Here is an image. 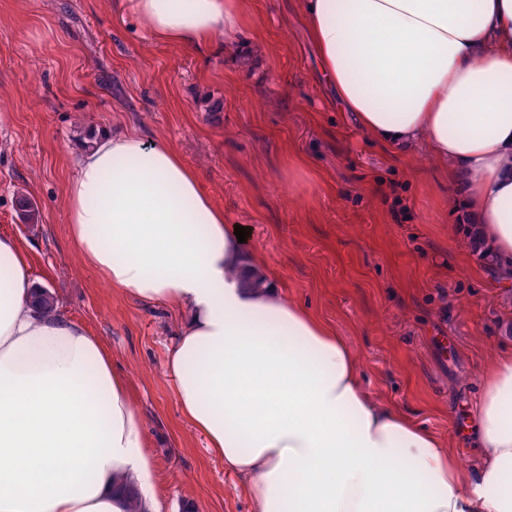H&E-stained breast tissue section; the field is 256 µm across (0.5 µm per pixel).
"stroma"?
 Returning a JSON list of instances; mask_svg holds the SVG:
<instances>
[{"label": "stroma", "mask_w": 512, "mask_h": 512, "mask_svg": "<svg viewBox=\"0 0 512 512\" xmlns=\"http://www.w3.org/2000/svg\"><path fill=\"white\" fill-rule=\"evenodd\" d=\"M240 8L249 27L216 50L156 41L127 0H0V235L125 376L168 512L251 503L178 407L166 359L181 313L127 298L70 241L66 184L86 136L105 129L173 147L287 299L351 344L370 397L471 465L483 370L512 350V282L449 209L427 145L383 146L336 103L303 0ZM23 195L38 223L20 218Z\"/></svg>", "instance_id": "obj_1"}]
</instances>
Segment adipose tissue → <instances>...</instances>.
I'll use <instances>...</instances> for the list:
<instances>
[{
    "label": "adipose tissue",
    "mask_w": 512,
    "mask_h": 512,
    "mask_svg": "<svg viewBox=\"0 0 512 512\" xmlns=\"http://www.w3.org/2000/svg\"><path fill=\"white\" fill-rule=\"evenodd\" d=\"M140 26L196 47L245 27L237 0H127ZM323 71L362 130L425 141L512 280V0H305ZM78 254L130 299L184 312L167 369L182 414L252 512H512V352L483 373L479 456L452 449L360 384L351 346L286 302L166 142L92 134L66 190ZM0 235V512H165L124 377L82 322L37 307Z\"/></svg>",
    "instance_id": "adipose-tissue-1"
}]
</instances>
